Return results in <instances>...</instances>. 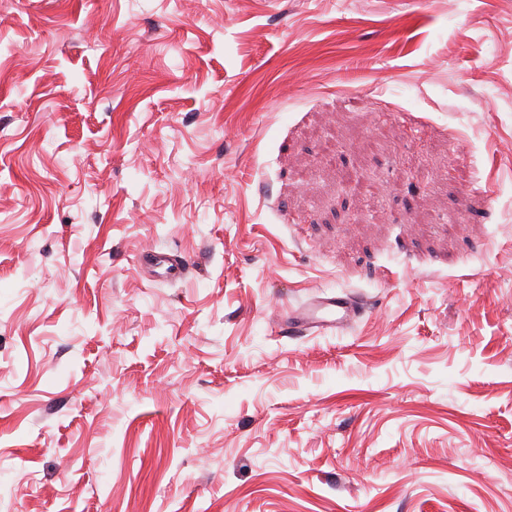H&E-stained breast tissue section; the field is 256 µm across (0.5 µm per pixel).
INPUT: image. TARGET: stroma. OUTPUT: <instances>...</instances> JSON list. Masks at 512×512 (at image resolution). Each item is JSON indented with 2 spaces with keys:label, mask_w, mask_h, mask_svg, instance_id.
I'll return each mask as SVG.
<instances>
[{
  "label": "stroma",
  "mask_w": 512,
  "mask_h": 512,
  "mask_svg": "<svg viewBox=\"0 0 512 512\" xmlns=\"http://www.w3.org/2000/svg\"><path fill=\"white\" fill-rule=\"evenodd\" d=\"M0 512H512V0H0ZM141 263L150 266H162L165 273L162 275L169 280H177L182 278L188 271V261L181 255L175 254H157L147 253L141 258ZM360 316L361 308L351 295L321 293L306 304L289 308L278 325L290 335H322L341 331Z\"/></svg>",
  "instance_id": "stroma-1"
}]
</instances>
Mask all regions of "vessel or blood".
<instances>
[{
	"label": "vessel or blood",
	"instance_id": "1",
	"mask_svg": "<svg viewBox=\"0 0 512 512\" xmlns=\"http://www.w3.org/2000/svg\"><path fill=\"white\" fill-rule=\"evenodd\" d=\"M143 264L164 267L169 280L182 278L188 271V261L179 254L147 253ZM361 315L358 302L348 294L321 293L301 306L288 309L280 317L281 330L292 335H322L345 329Z\"/></svg>",
	"mask_w": 512,
	"mask_h": 512
}]
</instances>
